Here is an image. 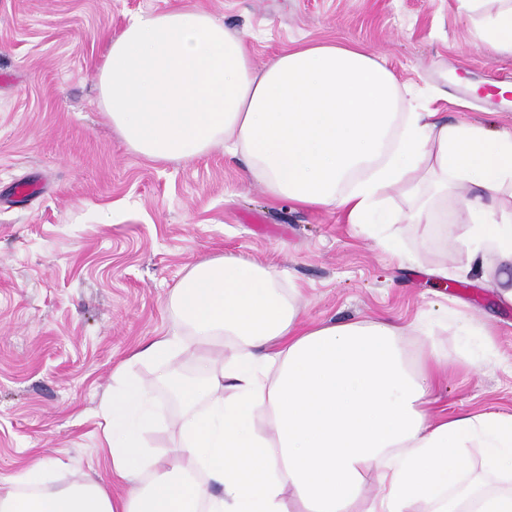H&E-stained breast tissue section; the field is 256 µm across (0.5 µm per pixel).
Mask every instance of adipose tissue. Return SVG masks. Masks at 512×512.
Listing matches in <instances>:
<instances>
[{
  "label": "adipose tissue",
  "instance_id": "obj_1",
  "mask_svg": "<svg viewBox=\"0 0 512 512\" xmlns=\"http://www.w3.org/2000/svg\"><path fill=\"white\" fill-rule=\"evenodd\" d=\"M483 19V44L512 54V0H460ZM103 108L128 148L152 161L206 156L223 145L274 201L332 207L378 246L379 221H448V191L465 215L468 269L512 267V223L493 209L512 191V134L406 107L394 75L351 46L283 52L255 69L237 31L203 10L174 7L132 19L98 73ZM439 202L401 215L379 197L397 187ZM271 266L214 256L173 290L175 328L135 352L152 383L113 374L102 401L112 486L41 487V458L0 484V512H512V412L433 419L448 357L436 329L463 340L458 356L492 353L484 326L448 309L402 327L382 319L307 322ZM419 336L423 350L403 345ZM231 339L229 360L184 376L186 337ZM180 403L179 440L159 453L156 390ZM375 473L364 495L363 475Z\"/></svg>",
  "mask_w": 512,
  "mask_h": 512
}]
</instances>
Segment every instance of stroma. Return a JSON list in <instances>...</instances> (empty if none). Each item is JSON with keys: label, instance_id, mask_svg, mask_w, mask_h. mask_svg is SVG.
<instances>
[{"label": "stroma", "instance_id": "35a3bbf8", "mask_svg": "<svg viewBox=\"0 0 512 512\" xmlns=\"http://www.w3.org/2000/svg\"><path fill=\"white\" fill-rule=\"evenodd\" d=\"M243 33L256 68L316 43L376 57L415 105L451 122L512 131L489 94L512 87V54L483 48L459 0H0V477L54 459L45 485L110 481L100 411L112 373L174 327L170 296L187 268L224 254L276 267L308 322L382 317L405 325L433 304L487 325L512 362V305L463 265L465 217L391 224L413 262L379 248L333 208L267 199L241 159L154 162L126 146L100 104L109 39L172 6ZM20 181L41 191L13 201ZM434 413L512 411V369L452 365Z\"/></svg>", "mask_w": 512, "mask_h": 512}]
</instances>
